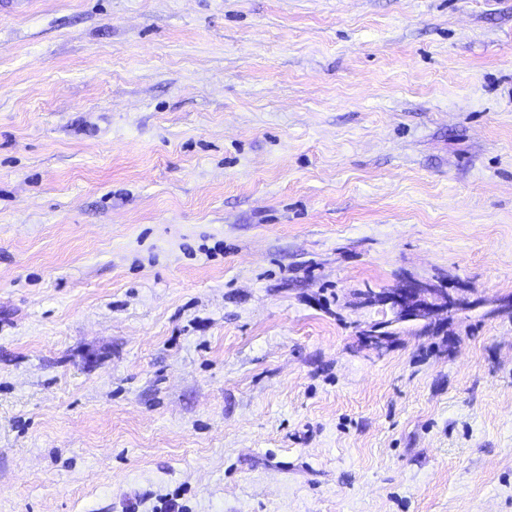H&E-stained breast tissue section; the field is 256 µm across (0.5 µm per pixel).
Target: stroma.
Masks as SVG:
<instances>
[{
  "instance_id": "obj_1",
  "label": "stroma",
  "mask_w": 512,
  "mask_h": 512,
  "mask_svg": "<svg viewBox=\"0 0 512 512\" xmlns=\"http://www.w3.org/2000/svg\"><path fill=\"white\" fill-rule=\"evenodd\" d=\"M512 0H0V512H512ZM381 305L389 306L393 315L407 321L424 318V326L416 327L419 334L430 330L431 321L447 318L450 313H456L464 302L447 288H433L430 283L414 281L393 291L380 294ZM451 317H448V319Z\"/></svg>"
}]
</instances>
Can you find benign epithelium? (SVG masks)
<instances>
[{"label":"benign epithelium","mask_w":512,"mask_h":512,"mask_svg":"<svg viewBox=\"0 0 512 512\" xmlns=\"http://www.w3.org/2000/svg\"><path fill=\"white\" fill-rule=\"evenodd\" d=\"M381 305L387 306L403 321L424 318L436 321L458 311L464 302L446 288H434L428 282H410L393 291L380 295ZM480 305L486 308V315L494 316L512 311V298L482 299Z\"/></svg>","instance_id":"1"}]
</instances>
